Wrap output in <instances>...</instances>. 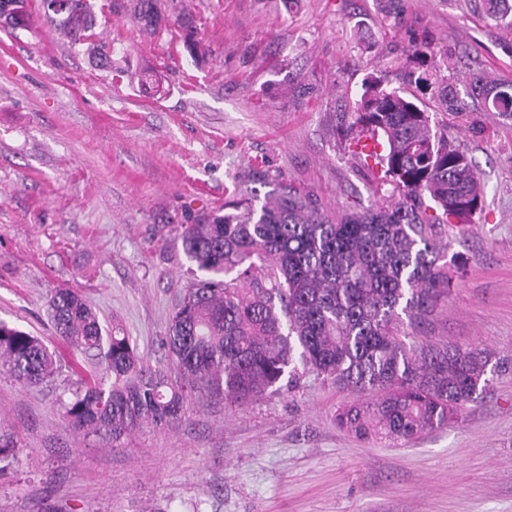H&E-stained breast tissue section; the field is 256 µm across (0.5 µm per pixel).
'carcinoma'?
<instances>
[{
    "mask_svg": "<svg viewBox=\"0 0 512 512\" xmlns=\"http://www.w3.org/2000/svg\"><path fill=\"white\" fill-rule=\"evenodd\" d=\"M29 0H0V25L27 28ZM486 17L512 29V5L486 0ZM185 0H112L150 36L174 23L184 50L207 58ZM64 35L94 45L95 15L87 0L62 12ZM408 79L433 88L441 104L459 111L445 79L412 71ZM473 98L512 121V83L470 82ZM347 138L352 154L372 135L375 179L397 200L331 217L311 195L270 171L239 178L232 212H203L181 226L182 250L201 276L176 304L162 348L171 367L144 362L117 326L107 331L76 291L49 300L51 322L64 342L96 352L106 375H78L61 400L73 432L115 445L144 427L163 431L180 421L193 394L241 405L296 380V362L362 396L336 413V425L362 439L410 440L442 428L485 391L488 357L476 347H414L400 336L401 316L415 325L448 299L447 246L440 224L472 222L482 211L480 173L429 112L377 81L365 85ZM251 183L273 185L258 203ZM62 359L43 340L0 321V374L29 389L54 380ZM16 442L0 434V473L16 456Z\"/></svg>",
    "mask_w": 512,
    "mask_h": 512,
    "instance_id": "1",
    "label": "carcinoma"
}]
</instances>
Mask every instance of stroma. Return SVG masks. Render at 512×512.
<instances>
[{
	"instance_id": "obj_1",
	"label": "stroma",
	"mask_w": 512,
	"mask_h": 512,
	"mask_svg": "<svg viewBox=\"0 0 512 512\" xmlns=\"http://www.w3.org/2000/svg\"><path fill=\"white\" fill-rule=\"evenodd\" d=\"M89 2L123 76L44 20L0 29V320L66 363L38 391L0 375V426L19 446L0 512H512V121L469 95L475 74L512 82V32L482 0H192L211 50L198 65L174 32L148 37ZM421 31L457 60L460 113L406 77ZM374 79L427 109L480 173L482 212L436 228L448 300L402 331L490 353L482 397L412 441L363 440L335 422L354 393L303 370L246 405L193 396L181 422L117 448L73 434L60 400L104 367L54 333L50 297L77 290L168 366L160 340L193 280L181 227L230 200L236 177L270 170L336 217L388 200L345 145Z\"/></svg>"
}]
</instances>
